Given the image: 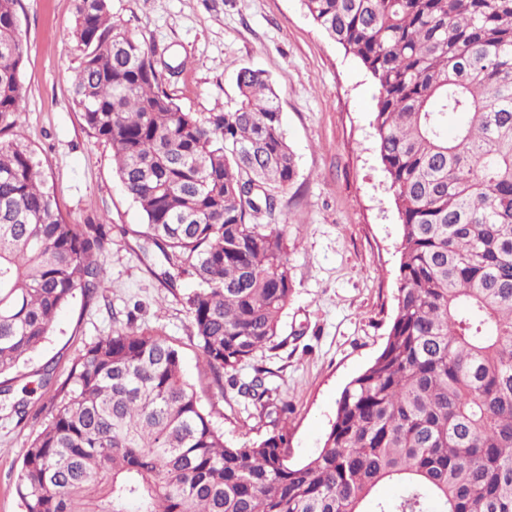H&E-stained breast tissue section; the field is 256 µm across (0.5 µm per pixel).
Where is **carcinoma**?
Returning a JSON list of instances; mask_svg holds the SVG:
<instances>
[{
	"mask_svg": "<svg viewBox=\"0 0 512 512\" xmlns=\"http://www.w3.org/2000/svg\"><path fill=\"white\" fill-rule=\"evenodd\" d=\"M378 95L375 150L401 226L386 344L337 402L318 454H288L267 369L294 293L285 229L263 224L297 176L264 71H236L232 112H185L151 49L76 0L72 98L145 224L141 249L183 295L204 368L273 417L233 445L182 371L181 346L130 324L86 344L23 454L25 512H512V0H301ZM18 0H0V135L24 99ZM465 114L468 121L448 128ZM111 227L59 211L45 161L0 139V395L76 292L106 287ZM393 484L392 498L380 494Z\"/></svg>",
	"mask_w": 512,
	"mask_h": 512,
	"instance_id": "carcinoma-1",
	"label": "carcinoma"
}]
</instances>
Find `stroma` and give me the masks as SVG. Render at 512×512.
<instances>
[{"mask_svg":"<svg viewBox=\"0 0 512 512\" xmlns=\"http://www.w3.org/2000/svg\"><path fill=\"white\" fill-rule=\"evenodd\" d=\"M112 13L155 59L183 61L166 88L184 111L233 110L240 66L263 69L273 82L298 169L271 217L288 227L294 294L279 322L283 346L257 354L237 377L270 369L269 387L290 404L288 451L295 461L308 460L323 445L344 387L383 349L395 307L401 227L375 151L377 89L313 24L301 0H112ZM17 16L28 49L25 98L10 137L41 152L66 219H106L113 244L102 259L104 291L76 296L16 374L15 395L29 404L26 420L0 410V512H24L16 493L23 453L49 414L37 370L53 360L65 378L86 343L129 322L179 341L185 375L228 443L269 431L265 420L248 417L236 389H218L202 367L181 302L195 281L166 288L159 260L137 250L143 217L113 172L108 148L85 130L72 101L80 64L71 37L75 0H19Z\"/></svg>","mask_w":512,"mask_h":512,"instance_id":"stroma-1","label":"stroma"}]
</instances>
